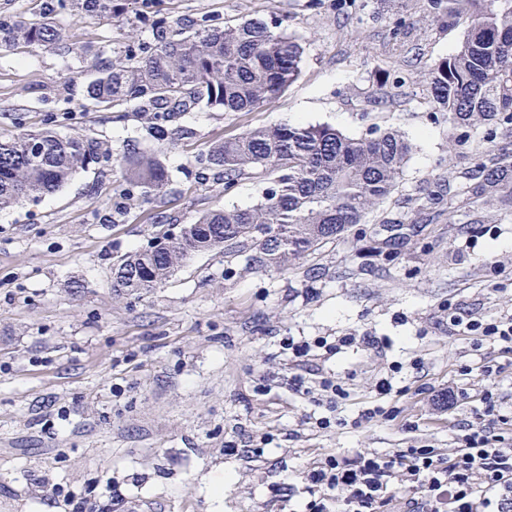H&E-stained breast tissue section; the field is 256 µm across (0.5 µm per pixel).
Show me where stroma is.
I'll return each mask as SVG.
<instances>
[{"label":"stroma","instance_id":"1","mask_svg":"<svg viewBox=\"0 0 512 512\" xmlns=\"http://www.w3.org/2000/svg\"><path fill=\"white\" fill-rule=\"evenodd\" d=\"M109 15L62 10L68 55L38 45L0 48V135L49 129L103 144L109 157L58 192L0 211V512H304L305 478L337 453L447 450L483 384L463 366L497 357L448 329L456 306L493 316L512 305V205L469 203L458 172L487 135L453 128L430 111V65L456 51L464 26L428 16L422 0H355L348 19L335 0H112ZM276 14L305 40L301 75L274 105L250 112L198 106L156 136L145 113L87 100L94 62H117L128 46L156 43L154 25L189 27ZM404 18L405 50L392 38ZM404 84L383 85L386 70ZM328 125L360 137L396 129L413 152L397 190L345 238L293 272H264L201 253L162 287L116 296L114 263L162 233H178L211 210L258 203L251 176L225 190L206 168L207 149L246 129ZM158 157L168 171L152 198L129 194L117 158ZM452 198L425 211L432 183ZM422 224L398 258L367 256L385 217ZM325 268V276L306 271ZM372 336L297 366L289 341ZM311 374L299 394L288 380ZM391 377L394 394L377 398ZM324 377L349 396L329 404ZM464 388L448 409L432 393ZM391 416L351 426L365 402ZM336 407L343 423L315 421ZM221 489H214V481Z\"/></svg>","mask_w":512,"mask_h":512}]
</instances>
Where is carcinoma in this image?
I'll return each instance as SVG.
<instances>
[{"instance_id": "cac0c4a2", "label": "carcinoma", "mask_w": 512, "mask_h": 512, "mask_svg": "<svg viewBox=\"0 0 512 512\" xmlns=\"http://www.w3.org/2000/svg\"><path fill=\"white\" fill-rule=\"evenodd\" d=\"M64 0H48L33 18L0 16V45L63 48L56 17ZM425 10L466 37L451 55L430 65L431 109L454 127L496 124L512 130V0H424ZM79 12L112 13V0H70ZM302 37L282 30L271 13L223 26L204 20L174 27L158 44L131 47L117 63L94 64L87 96L121 111L133 102L162 123L200 104L226 112H251L276 103L301 72ZM412 146L398 130L350 137L328 125L274 124L212 144L205 163L224 176L230 191L245 176L266 175L261 200L250 208L213 210L161 237L113 267L120 296L163 286L192 255L224 251L257 270L283 272L324 244L364 223L396 190ZM108 155L103 145L51 130L0 137V210L38 200ZM126 182L144 197L162 192L166 168L156 159L121 162ZM465 193L512 201V151L489 140L470 168L459 172ZM422 231L402 217H384L370 239L377 256L396 258Z\"/></svg>"}]
</instances>
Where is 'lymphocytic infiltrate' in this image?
I'll return each mask as SVG.
<instances>
[{
    "mask_svg": "<svg viewBox=\"0 0 512 512\" xmlns=\"http://www.w3.org/2000/svg\"><path fill=\"white\" fill-rule=\"evenodd\" d=\"M448 326L474 347L490 344L512 354V309L476 317L452 307ZM503 371L494 360L463 368V375H476L485 386L479 407L447 451L409 448L351 459L327 455L306 476L307 512H391L399 469L410 483L407 512H512V412L494 388Z\"/></svg>",
    "mask_w": 512,
    "mask_h": 512,
    "instance_id": "obj_1",
    "label": "lymphocytic infiltrate"
}]
</instances>
